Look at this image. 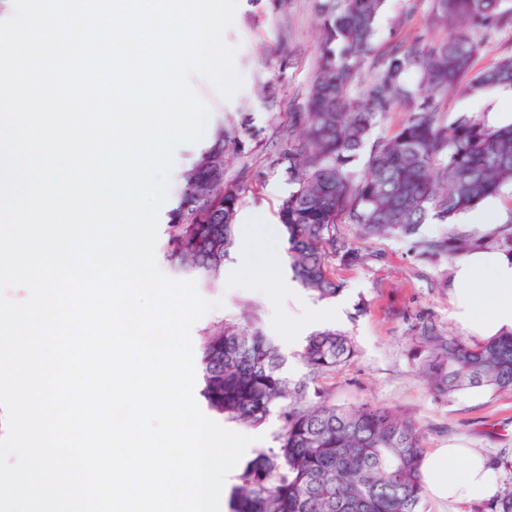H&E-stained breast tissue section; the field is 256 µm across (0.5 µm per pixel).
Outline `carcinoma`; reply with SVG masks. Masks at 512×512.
Returning <instances> with one entry per match:
<instances>
[{"label": "carcinoma", "instance_id": "obj_1", "mask_svg": "<svg viewBox=\"0 0 512 512\" xmlns=\"http://www.w3.org/2000/svg\"><path fill=\"white\" fill-rule=\"evenodd\" d=\"M504 0H433L434 19L485 28L512 27ZM384 0H318L322 46L303 106L289 113L270 162L290 186L278 206L294 278L320 299L341 290L331 264L363 261L337 229L354 224L365 237H414L431 218L445 221L512 186V123L492 127L460 116L447 125L437 96L464 87L478 93L512 86V57L472 70L478 43L460 28L430 46L395 47L362 93L350 94L373 51ZM413 73L409 83L405 75ZM396 107L405 118L390 137L368 142ZM246 132L220 128L183 174L179 204L170 211L167 253L209 284L224 272L235 244L237 211L247 175L225 179L227 153H246ZM363 169L355 163L363 150ZM490 243L512 253V225ZM484 246L461 232L419 242L423 259L452 258ZM202 394L211 411L233 422L262 425L272 409L283 422L277 447L261 450L233 488L229 512H421L424 446L413 421L362 404L336 407L283 373L278 349L259 332L219 321L199 337ZM354 355L347 336H310L300 358L312 376ZM413 358L434 393L453 397L471 388L512 392V330L482 344L424 324ZM490 512H512V487Z\"/></svg>", "mask_w": 512, "mask_h": 512}]
</instances>
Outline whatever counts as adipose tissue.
<instances>
[{
  "label": "adipose tissue",
  "mask_w": 512,
  "mask_h": 512,
  "mask_svg": "<svg viewBox=\"0 0 512 512\" xmlns=\"http://www.w3.org/2000/svg\"><path fill=\"white\" fill-rule=\"evenodd\" d=\"M451 295L459 322L481 340L512 330V254L476 250L454 264ZM431 494L455 502H478L496 488L497 474L476 450H432L422 465Z\"/></svg>",
  "instance_id": "adipose-tissue-1"
}]
</instances>
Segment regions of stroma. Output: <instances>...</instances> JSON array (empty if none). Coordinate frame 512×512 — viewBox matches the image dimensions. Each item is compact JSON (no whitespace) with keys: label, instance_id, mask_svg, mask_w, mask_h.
Listing matches in <instances>:
<instances>
[{"label":"stroma","instance_id":"1","mask_svg":"<svg viewBox=\"0 0 512 512\" xmlns=\"http://www.w3.org/2000/svg\"><path fill=\"white\" fill-rule=\"evenodd\" d=\"M315 0H238L233 23L224 32L225 43L235 50L234 65L241 87L223 97L203 76L192 78L198 96L210 111L213 128L248 129V157L227 155L226 178H235L243 166L254 176L247 183L241 213L250 214L252 231L237 228V246L227 261L237 263L245 251L267 261H279L289 271L288 255L272 230L280 199L288 184L269 166L277 132L287 125L288 114L301 105L314 77L322 30ZM454 30L433 21L431 0H386L373 42L375 57H383L398 42L426 46ZM479 43L475 69L494 66L512 55V27L472 31ZM440 108L445 121L467 115L491 125L512 122V87H499L478 95L449 92ZM475 236L485 227L458 216L452 225L429 220L417 238L376 236L361 238L355 225H340V233L364 254L362 264L336 266L342 291L321 300L304 288L295 293L275 282L256 286L219 277L211 285L197 283L198 294L217 307L195 322L192 338L218 321L237 323L242 329L257 325L285 358L284 370L292 381L310 378L299 358L300 346L288 343L289 329L302 337L336 329L349 337L354 356L317 378L315 387L326 401L345 407L370 403L414 420L423 434L425 450L457 443L474 448L495 467L499 487L512 486V393L473 388L450 397L432 393L411 361L408 350L422 321L442 333L473 341V334L454 315L449 284L453 265L448 260L428 262L418 255V240L434 239L449 229Z\"/></svg>","mask_w":512,"mask_h":512}]
</instances>
